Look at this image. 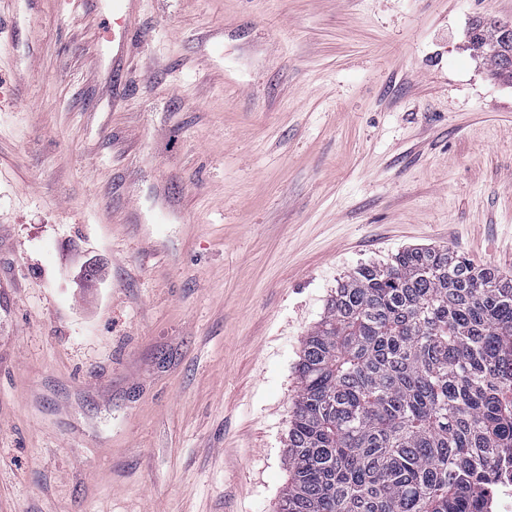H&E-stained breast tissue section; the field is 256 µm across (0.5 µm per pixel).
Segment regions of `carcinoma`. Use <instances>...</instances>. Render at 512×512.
<instances>
[{
  "label": "carcinoma",
  "mask_w": 512,
  "mask_h": 512,
  "mask_svg": "<svg viewBox=\"0 0 512 512\" xmlns=\"http://www.w3.org/2000/svg\"><path fill=\"white\" fill-rule=\"evenodd\" d=\"M472 50L495 35L477 18ZM279 512H481L512 453V276L408 247L338 283L296 366Z\"/></svg>",
  "instance_id": "obj_1"
}]
</instances>
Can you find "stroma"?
Here are the masks:
<instances>
[{
  "instance_id": "stroma-1",
  "label": "stroma",
  "mask_w": 512,
  "mask_h": 512,
  "mask_svg": "<svg viewBox=\"0 0 512 512\" xmlns=\"http://www.w3.org/2000/svg\"><path fill=\"white\" fill-rule=\"evenodd\" d=\"M512 0H0V512H276L338 281L512 274ZM483 18L484 17L477 18L476 20H474V22L471 25L469 34L471 33L472 30H477V29L479 30V34H475V36L472 37V39L475 41L471 46L472 50L475 51L477 54H480V56H482L484 58L487 66L490 70H494L491 73L492 76H495V75L501 76L498 79L494 77L495 79H497L503 83L512 85V37L510 38L509 43H506L507 48H504V50L507 51L511 56V58H510L511 69L508 71L507 75H503L502 73H499L497 71L499 68H501L500 63L497 60L498 55L486 56L484 54L483 47L485 46L486 40L487 41L493 40L496 36L489 30H486L484 26H482Z\"/></svg>"
}]
</instances>
